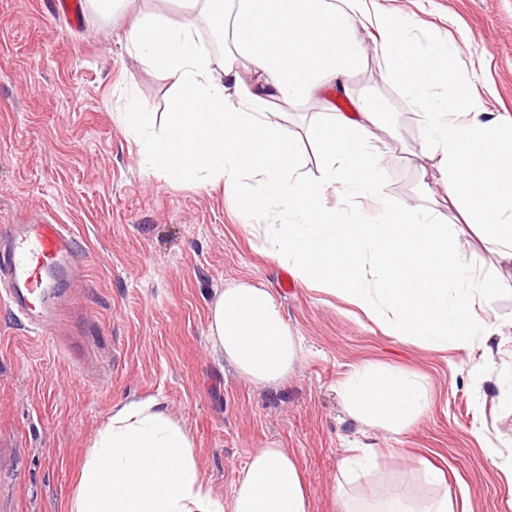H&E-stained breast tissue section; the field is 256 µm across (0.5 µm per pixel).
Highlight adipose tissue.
<instances>
[{
    "label": "adipose tissue",
    "mask_w": 512,
    "mask_h": 512,
    "mask_svg": "<svg viewBox=\"0 0 512 512\" xmlns=\"http://www.w3.org/2000/svg\"><path fill=\"white\" fill-rule=\"evenodd\" d=\"M180 21L138 19L130 52L171 83L174 108L161 135L152 113L129 105L120 120L150 174L240 189L249 221L268 224L263 248L302 281H319L383 321L394 334L435 348L467 346L495 295L512 277L480 276L455 234L433 211L383 206L375 217L339 211L324 196L384 198L386 156L376 145L385 126L368 99L355 117L322 115L321 174L302 171L280 107L310 104L325 88L349 94L368 55L358 28L373 29L384 80L402 88L425 116L423 158L464 223L478 226L512 266V117L485 112L443 45L417 48L407 22L366 0L338 14L330 0H181ZM224 17L228 48L214 62L200 20ZM255 187L244 190L245 182ZM209 339L249 379L285 380L301 347L273 294L236 284L210 308ZM350 415L395 432L427 409L424 385L383 366L352 370L341 385ZM299 469L287 449L252 451L230 502L201 479L188 433L160 403L146 399L113 411L98 432L68 512H309Z\"/></svg>",
    "instance_id": "obj_1"
}]
</instances>
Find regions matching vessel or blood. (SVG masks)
I'll return each instance as SVG.
<instances>
[{
	"instance_id": "b4317fda",
	"label": "vessel or blood",
	"mask_w": 512,
	"mask_h": 512,
	"mask_svg": "<svg viewBox=\"0 0 512 512\" xmlns=\"http://www.w3.org/2000/svg\"><path fill=\"white\" fill-rule=\"evenodd\" d=\"M76 243L64 224L36 218L0 225V300L30 324L48 322L54 309L46 300L50 273L64 280L77 270Z\"/></svg>"
}]
</instances>
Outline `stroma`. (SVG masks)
<instances>
[{
  "mask_svg": "<svg viewBox=\"0 0 512 512\" xmlns=\"http://www.w3.org/2000/svg\"><path fill=\"white\" fill-rule=\"evenodd\" d=\"M373 3L406 18L415 45H452L481 108L512 115V0ZM135 12L180 18L177 0H136L111 17L86 7L74 28L45 0H0V220L50 213L82 253L52 327L30 332L0 301V512H67L97 432L117 405L148 397L187 431L203 480L226 502L249 453L274 442L296 461L310 512L432 498L423 459L445 472L455 512H512V482L484 451L490 442L512 451V410L497 403L512 379V291L493 303V332L433 348L391 335L342 296L297 280L283 288L263 226L246 221L233 193L141 170L118 111L133 99L160 130L172 104L169 81L128 52ZM360 96L398 131L385 140L390 204L432 205L451 224L444 187L421 185L424 115L374 56L353 96L288 109L306 176L320 175L310 133L319 113L356 112ZM238 283L269 288L302 339L278 386L244 377L208 340L212 302ZM476 363L487 365L483 377L471 376ZM365 364L420 377L429 411L398 434L352 418L339 385ZM359 441L377 448L375 466L339 485L345 450Z\"/></svg>",
  "mask_w": 512,
  "mask_h": 512,
  "instance_id": "35a3bbf8",
  "label": "stroma"
}]
</instances>
